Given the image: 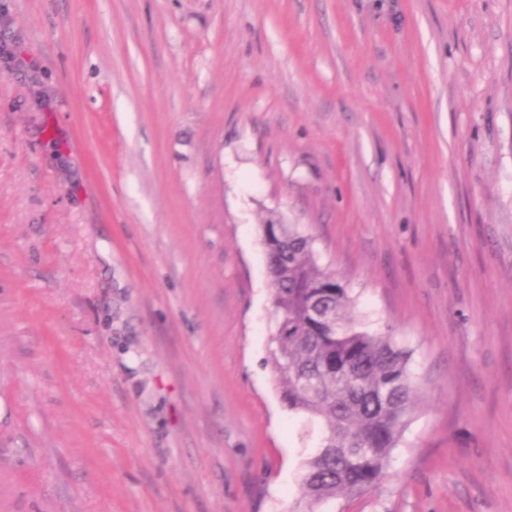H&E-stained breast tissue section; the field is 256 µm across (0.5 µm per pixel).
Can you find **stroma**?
<instances>
[{"mask_svg":"<svg viewBox=\"0 0 512 512\" xmlns=\"http://www.w3.org/2000/svg\"><path fill=\"white\" fill-rule=\"evenodd\" d=\"M270 219L421 391L330 512H512V0H0V512H288Z\"/></svg>","mask_w":512,"mask_h":512,"instance_id":"35a3bbf8","label":"stroma"}]
</instances>
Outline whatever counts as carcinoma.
I'll use <instances>...</instances> for the list:
<instances>
[{"instance_id":"obj_1","label":"carcinoma","mask_w":512,"mask_h":512,"mask_svg":"<svg viewBox=\"0 0 512 512\" xmlns=\"http://www.w3.org/2000/svg\"><path fill=\"white\" fill-rule=\"evenodd\" d=\"M272 288L269 350L288 410L318 431L289 512L359 498L384 480L421 393L412 352L354 318L356 297L297 224L260 225Z\"/></svg>"}]
</instances>
